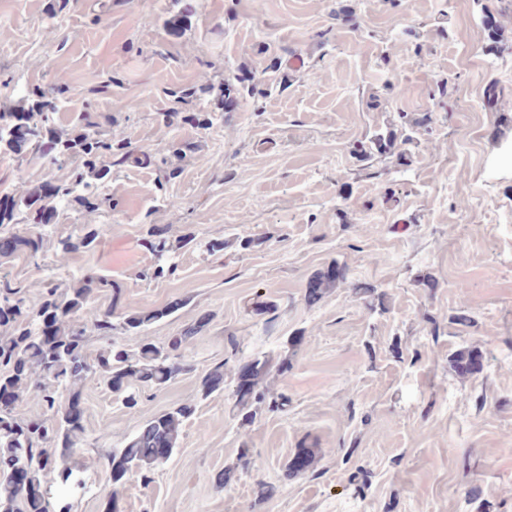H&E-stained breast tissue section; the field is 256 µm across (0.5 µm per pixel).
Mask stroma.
I'll return each mask as SVG.
<instances>
[{
  "label": "stroma",
  "instance_id": "stroma-1",
  "mask_svg": "<svg viewBox=\"0 0 512 512\" xmlns=\"http://www.w3.org/2000/svg\"><path fill=\"white\" fill-rule=\"evenodd\" d=\"M490 15L512 30L506 0H0V108L21 107L15 87L61 84L59 129L106 113L114 141L169 162L113 164L109 205L59 212L41 259H0V280L32 306L86 271L121 285L123 313L181 302L145 333L91 335V357L209 318L173 382L131 386L135 407L87 375L83 486L50 470L52 512H103L113 488L118 512H512V174L488 170L512 128L483 107L512 110V42L475 38ZM237 67L264 93L220 106L210 88ZM179 108L215 119L161 120ZM69 175L0 149V197ZM106 223L93 251L55 247ZM153 225L188 243L173 276L146 281ZM335 262L344 280L308 303ZM461 348L482 355L465 379ZM262 353L287 359L260 387L288 404L244 422L233 379ZM217 364L224 388L201 397ZM182 403L171 458L113 486L108 453ZM298 448L313 463L287 475Z\"/></svg>",
  "mask_w": 512,
  "mask_h": 512
}]
</instances>
